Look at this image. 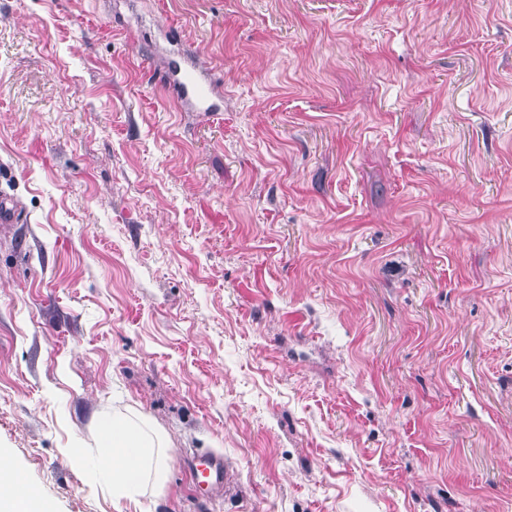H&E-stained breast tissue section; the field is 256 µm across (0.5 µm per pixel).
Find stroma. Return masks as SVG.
<instances>
[{
  "label": "stroma",
  "instance_id": "stroma-1",
  "mask_svg": "<svg viewBox=\"0 0 512 512\" xmlns=\"http://www.w3.org/2000/svg\"><path fill=\"white\" fill-rule=\"evenodd\" d=\"M2 198L0 452L52 512H512V0H0ZM104 410L162 488L94 467ZM180 101L187 103L195 112H222L223 100L214 89L210 74L199 67L182 69L175 67L168 76ZM155 436L142 422L127 419L102 420L99 423L98 466L112 475V486L119 492L139 493L135 482L140 471L153 474V485L160 487L167 479V466ZM194 480L210 488L212 494L224 487L227 471L224 460L213 452H205L194 457L192 462Z\"/></svg>",
  "mask_w": 512,
  "mask_h": 512
}]
</instances>
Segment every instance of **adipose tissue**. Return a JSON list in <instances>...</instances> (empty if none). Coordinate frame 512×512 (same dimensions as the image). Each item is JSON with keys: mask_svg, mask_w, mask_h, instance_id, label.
<instances>
[{"mask_svg": "<svg viewBox=\"0 0 512 512\" xmlns=\"http://www.w3.org/2000/svg\"><path fill=\"white\" fill-rule=\"evenodd\" d=\"M99 468L112 477L118 491L135 494L139 472L152 473L154 486L167 479V466L155 436L142 422L127 419L99 423ZM0 512H49L40 496L29 488L10 459L0 453Z\"/></svg>", "mask_w": 512, "mask_h": 512, "instance_id": "ef3b65f1", "label": "adipose tissue"}]
</instances>
